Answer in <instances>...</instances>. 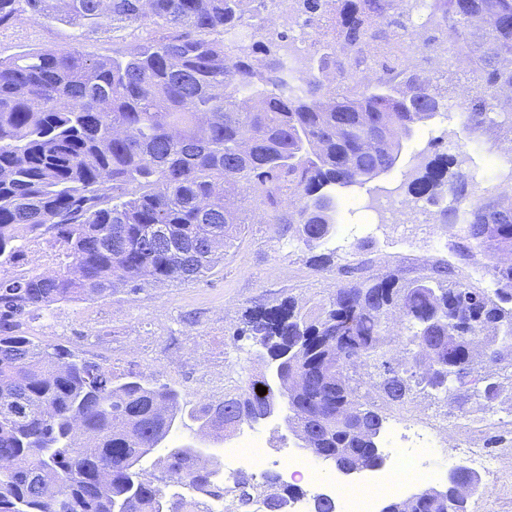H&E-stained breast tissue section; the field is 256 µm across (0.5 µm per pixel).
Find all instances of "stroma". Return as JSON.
Wrapping results in <instances>:
<instances>
[{"instance_id": "1", "label": "stroma", "mask_w": 512, "mask_h": 512, "mask_svg": "<svg viewBox=\"0 0 512 512\" xmlns=\"http://www.w3.org/2000/svg\"><path fill=\"white\" fill-rule=\"evenodd\" d=\"M276 31L287 33L289 42L305 41L316 49L327 38L323 23H307L300 9L272 12ZM75 34L63 16L26 22L0 34V56L12 57L43 49L67 48ZM141 32L116 29L103 22L87 34L84 51L94 58L111 56L113 50L131 47ZM414 64L435 83L447 84L452 98L473 94L475 85L466 65L447 48L431 58L415 56ZM512 140L505 126H487L465 137L458 118L435 117L402 143L394 168L369 181L367 187L338 190V224L323 251L354 262L368 260L373 273L397 274L410 279L438 259H452L450 244L459 233L455 224L439 227L413 215L395 216L385 224L372 222L360 210L367 189L389 184L406 187L424 172L425 165L448 157L452 171L475 173L476 196L496 194L512 181V159L501 152ZM310 252L297 241L278 236L261 219L242 225L237 238L226 247L208 277L193 282L145 285L130 295L119 291L94 301L58 304L30 323L36 339L63 344L86 358L103 362L116 374L140 372L178 388L191 401L207 396L202 378L244 380L253 373L254 349L240 336L245 310L268 307L293 296L315 304L327 301L338 286L335 274L309 264ZM502 389L492 411L470 405L468 415L455 406L416 391L401 407L384 409L387 423L422 416L446 424V437L458 447L469 442L486 447L489 440H512V368L497 369Z\"/></svg>"}]
</instances>
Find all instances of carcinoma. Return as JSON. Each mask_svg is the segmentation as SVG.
<instances>
[{"label":"carcinoma","instance_id":"cac0c4a2","mask_svg":"<svg viewBox=\"0 0 512 512\" xmlns=\"http://www.w3.org/2000/svg\"><path fill=\"white\" fill-rule=\"evenodd\" d=\"M243 2L0 0V32L63 10L84 34L104 13L114 29L149 34L110 59L86 55L78 40L0 57V512H112L121 502L128 512H195L194 489L213 479L190 453L169 450L162 485L140 466L178 419L222 442L276 406L311 437L313 456L373 469L386 417L362 389L387 406L420 388L461 410L472 400L493 409L501 384L475 370L473 343L486 339L491 365L512 361V261L487 266L490 288L464 282L461 266L477 247L512 251V195L472 201L473 178L448 174L442 158L409 192L458 203L443 213L462 225L456 261L406 280L367 275L363 261L337 266L333 251L313 255L315 268L336 270L335 295L249 311L240 335L262 353L263 370L220 400L190 403L168 384L118 377L30 336V319L55 304L204 277L247 223L238 190L258 198L279 236L315 249L335 232L336 188L390 170L415 124L454 112L468 133L498 117L512 125V96L501 94L512 87V0H433L427 21L437 19L476 81L475 95L456 102L405 46L398 69L369 64L370 46L404 26L397 0H303L317 19L335 20L318 65L303 69L270 41L237 44ZM381 128L388 152L363 151ZM45 239L52 265L16 269ZM272 359L281 377L301 378L298 391L285 395L266 378ZM265 479V512H288L296 494ZM466 502L450 483L394 512H467Z\"/></svg>","mask_w":512,"mask_h":512}]
</instances>
